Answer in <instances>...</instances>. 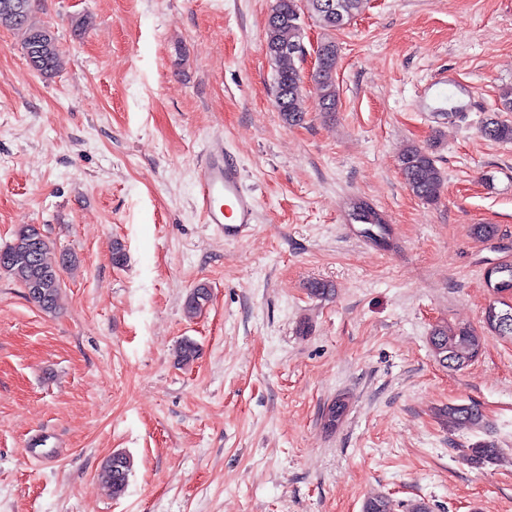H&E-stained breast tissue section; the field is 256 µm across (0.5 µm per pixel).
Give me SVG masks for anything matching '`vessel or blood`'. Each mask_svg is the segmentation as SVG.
Masks as SVG:
<instances>
[{
    "instance_id": "vessel-or-blood-1",
    "label": "vessel or blood",
    "mask_w": 512,
    "mask_h": 512,
    "mask_svg": "<svg viewBox=\"0 0 512 512\" xmlns=\"http://www.w3.org/2000/svg\"><path fill=\"white\" fill-rule=\"evenodd\" d=\"M461 88L455 76L440 78L424 92L425 97L447 102ZM206 223L215 225L225 238L246 236L255 221L256 204L242 184L240 168L223 149H212L202 173L198 197Z\"/></svg>"
}]
</instances>
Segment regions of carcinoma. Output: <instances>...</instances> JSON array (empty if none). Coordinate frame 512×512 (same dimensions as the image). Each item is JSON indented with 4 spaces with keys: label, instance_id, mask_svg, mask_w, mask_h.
<instances>
[{
    "label": "carcinoma",
    "instance_id": "carcinoma-1",
    "mask_svg": "<svg viewBox=\"0 0 512 512\" xmlns=\"http://www.w3.org/2000/svg\"><path fill=\"white\" fill-rule=\"evenodd\" d=\"M309 12L322 27L339 30L350 23L359 12L362 0H333L334 8L327 7V0H305ZM33 3L31 0H0V17L11 11L19 21L11 29L22 36V47L33 69L51 76L62 69V52L54 33L47 27L30 23ZM299 0H275L265 31L266 55L275 65L273 96L275 108L290 125L303 120V81L296 61L301 59L303 45L300 24ZM337 66L336 44H323L322 61L313 74L319 106L336 111L337 88L334 72ZM484 137L501 142H512V122L494 114L481 127ZM400 170L412 194L426 202L438 199L443 185V175L436 166L432 154L425 148L412 145L399 159ZM349 211L357 214V220L368 225L370 237L384 238L388 222L383 211L368 201L357 198L350 202ZM9 262L3 271L24 289L25 296L45 312L56 307L61 289L59 271L66 266L65 258L56 257L46 236L35 230L32 224L21 225L13 239L4 245ZM211 300V293L204 283L198 284L185 300V312L194 317ZM486 328L498 336L512 337V307L504 311L492 303L484 314ZM430 343L435 355L443 357L447 367L460 370L474 361L483 346L482 337L469 325L454 327L437 325L432 330ZM199 356V347L191 339H184L177 349V359L188 364ZM443 416L451 426L478 425L483 414L475 404L450 405ZM499 459V449L491 442L479 441L467 452L471 464L482 467L493 465ZM130 458L121 453L109 458L104 466L112 494L122 493L131 472Z\"/></svg>",
    "mask_w": 512,
    "mask_h": 512
}]
</instances>
